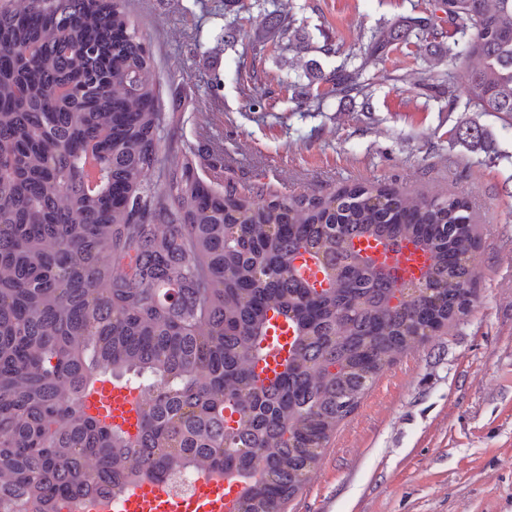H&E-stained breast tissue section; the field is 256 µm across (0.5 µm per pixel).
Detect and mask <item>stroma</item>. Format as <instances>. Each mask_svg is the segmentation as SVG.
<instances>
[{"label": "stroma", "instance_id": "obj_1", "mask_svg": "<svg viewBox=\"0 0 512 512\" xmlns=\"http://www.w3.org/2000/svg\"><path fill=\"white\" fill-rule=\"evenodd\" d=\"M281 2L309 50L260 43L256 13H227L224 0H129L160 83L162 169L189 161L217 190L280 197L353 183L462 193L481 243L469 311L383 369L285 512H512V128L476 114L503 153L492 163L453 142L468 115L431 98L447 64L428 62L423 43L380 63L389 77L372 111L333 96L297 110L286 85L304 87L310 63L330 72L372 30L435 12L437 0ZM231 21L240 33L228 43ZM241 67L264 108L243 93Z\"/></svg>", "mask_w": 512, "mask_h": 512}]
</instances>
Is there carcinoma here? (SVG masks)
<instances>
[{"label": "carcinoma", "instance_id": "1", "mask_svg": "<svg viewBox=\"0 0 512 512\" xmlns=\"http://www.w3.org/2000/svg\"><path fill=\"white\" fill-rule=\"evenodd\" d=\"M128 0H0V509L61 512L72 492L123 495L167 466L260 472L237 512H283L336 426L413 336L435 334L472 303L479 243L464 198L345 185L324 198L225 194L187 163L153 182L159 86ZM265 40L294 19L253 0ZM443 16L375 29L367 47L307 100L361 98L391 46L410 39L446 59L448 109L512 125V0H441ZM450 38L445 42L444 38ZM473 60L465 86L453 81ZM454 140L493 162L491 132L460 123ZM102 183L85 187L88 147ZM372 237L430 254L404 297L353 247ZM316 256L328 287L294 261ZM295 325L293 357L273 382L254 362L269 312ZM143 378L130 436L81 405L97 376Z\"/></svg>", "mask_w": 512, "mask_h": 512}]
</instances>
